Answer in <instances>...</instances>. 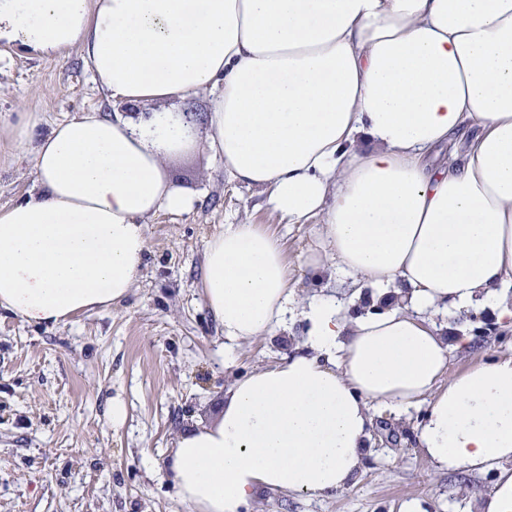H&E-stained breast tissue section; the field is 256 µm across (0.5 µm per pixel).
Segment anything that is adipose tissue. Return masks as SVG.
<instances>
[{"label": "adipose tissue", "instance_id": "obj_1", "mask_svg": "<svg viewBox=\"0 0 512 512\" xmlns=\"http://www.w3.org/2000/svg\"><path fill=\"white\" fill-rule=\"evenodd\" d=\"M0 42L79 48L110 106L35 144L34 120L19 124L35 191L0 208L1 309L55 325L125 299L147 219L195 207L164 162L197 144L278 223H318L317 281L379 289L364 308L303 301L265 225L236 218L206 240L200 286L225 348L295 315L305 337L179 434L167 477L190 512L335 493L362 466L372 407L420 404L424 458L496 471L481 512H512V353L449 374L435 321L488 307L512 330V0H0ZM202 93L198 120L165 107ZM146 104L158 112L133 115Z\"/></svg>", "mask_w": 512, "mask_h": 512}]
</instances>
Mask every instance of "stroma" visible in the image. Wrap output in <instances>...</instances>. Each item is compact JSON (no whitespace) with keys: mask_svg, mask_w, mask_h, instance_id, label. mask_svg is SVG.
<instances>
[{"mask_svg":"<svg viewBox=\"0 0 512 512\" xmlns=\"http://www.w3.org/2000/svg\"><path fill=\"white\" fill-rule=\"evenodd\" d=\"M104 93L78 48L37 57L0 46V207L35 186L30 151L15 147L22 113L39 119L35 138L92 111ZM175 187L197 198L188 214L148 218V249L131 294L58 325H32L0 310V512H190L165 477L175 440L189 420L210 423L224 410L235 376L281 361L303 340V326L245 343L225 362L221 328L199 288L204 242L225 221L273 225L300 298L342 288L313 284L303 254L317 224H274L257 189L232 181L203 146L170 157ZM467 349L451 348L449 373L484 355L512 351V331L486 312L463 323ZM126 406L113 425L114 399ZM416 406L373 409L363 466L342 492L327 496L266 491L248 512H475L496 474L435 471L416 446Z\"/></svg>","mask_w":512,"mask_h":512,"instance_id":"35a3bbf8","label":"stroma"}]
</instances>
